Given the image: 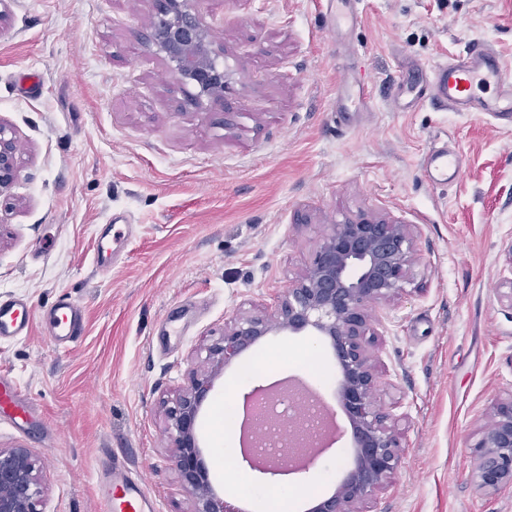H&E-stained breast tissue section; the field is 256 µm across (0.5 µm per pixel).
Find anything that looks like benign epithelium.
Segmentation results:
<instances>
[{
	"label": "benign epithelium",
	"mask_w": 512,
	"mask_h": 512,
	"mask_svg": "<svg viewBox=\"0 0 512 512\" xmlns=\"http://www.w3.org/2000/svg\"><path fill=\"white\" fill-rule=\"evenodd\" d=\"M151 43L165 53L174 81L194 89L200 106L233 90L232 78L217 66L210 27L194 0H153ZM12 138L0 126V193L17 179ZM414 224L362 215L330 225L311 259L291 286L254 312L224 321L219 343L208 348L204 365L191 368L171 398L163 401L167 448L178 481L190 500L188 512H242L219 494L198 437V421L216 381L247 351L269 336H312L327 345L336 363V396L354 441V466L333 491L307 512H369L401 462V434L394 415L374 407L380 366L367 339L370 304L390 302L404 291L415 261ZM473 474L482 489L512 485V397L497 402L491 423L472 447ZM43 492L37 461L28 448H0V512H38Z\"/></svg>",
	"instance_id": "benign-epithelium-1"
}]
</instances>
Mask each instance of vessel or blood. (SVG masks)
<instances>
[{"instance_id":"b4317fda","label":"vessel or blood","mask_w":512,"mask_h":512,"mask_svg":"<svg viewBox=\"0 0 512 512\" xmlns=\"http://www.w3.org/2000/svg\"><path fill=\"white\" fill-rule=\"evenodd\" d=\"M329 26L343 30L359 18L361 0H324ZM431 102L454 112H493L512 115V71L507 70L497 54L480 46L463 58L438 65L426 86L412 98V105ZM460 159L448 150L426 154L423 176L435 186L448 183V175L459 172ZM41 318L51 342L72 348L82 334L80 307L64 297L49 310L36 313L27 299L0 300V339L27 335L34 318ZM31 408L21 399L15 381L0 379V420L16 422L29 417ZM104 490L100 512H112V498L121 495L125 512H155L141 487L131 478L112 469L102 473Z\"/></svg>"}]
</instances>
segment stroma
Returning <instances> with one entry per match:
<instances>
[{"instance_id": "35a3bbf8", "label": "stroma", "mask_w": 512, "mask_h": 512, "mask_svg": "<svg viewBox=\"0 0 512 512\" xmlns=\"http://www.w3.org/2000/svg\"><path fill=\"white\" fill-rule=\"evenodd\" d=\"M224 100L200 106L149 41L153 0H0V125L19 176L0 193V299L82 307L83 335L56 349L41 322L0 342V375L33 409L0 425V445L32 451L38 512H95L98 465L140 478L157 512H188L168 458L162 399L221 338L233 313L272 303L330 224L381 213L417 225L419 261L403 295L372 306L382 370L373 399L392 412L403 455L372 512H512V487L485 490L471 448L493 403L512 394V121L423 103L392 108L400 82L493 49L512 71V0H363L341 35L317 0H196ZM358 48L337 52V41ZM370 83L367 107L336 109L342 70ZM462 154L454 184L424 181L432 147ZM124 232L108 273L97 248ZM183 335L165 332L169 321ZM315 352L316 366L307 363ZM276 358L260 372V355ZM296 375L341 427L283 483L329 494L353 464L334 399L336 365L310 336H272L227 369L201 412Z\"/></svg>"}]
</instances>
